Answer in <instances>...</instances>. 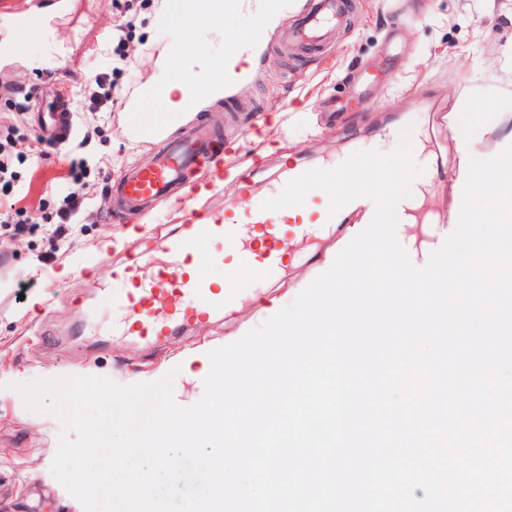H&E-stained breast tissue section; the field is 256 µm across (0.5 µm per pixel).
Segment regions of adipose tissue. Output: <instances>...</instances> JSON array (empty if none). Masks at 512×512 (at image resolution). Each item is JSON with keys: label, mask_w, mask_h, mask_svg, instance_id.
Returning <instances> with one entry per match:
<instances>
[{"label": "adipose tissue", "mask_w": 512, "mask_h": 512, "mask_svg": "<svg viewBox=\"0 0 512 512\" xmlns=\"http://www.w3.org/2000/svg\"><path fill=\"white\" fill-rule=\"evenodd\" d=\"M290 6V0H264L250 37L232 41L225 52L222 72L211 73L208 57L192 51L183 55L169 87L161 89L149 84L143 87L142 96L158 99L169 109L184 110L193 104L225 95L249 77L252 61L262 48L264 35L280 25ZM215 415L216 411L212 408L197 412L169 406L163 411L169 436L185 440L210 432L214 427Z\"/></svg>", "instance_id": "adipose-tissue-1"}]
</instances>
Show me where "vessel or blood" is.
I'll list each match as a JSON object with an SVG mask.
<instances>
[{
	"label": "vessel or blood",
	"mask_w": 512,
	"mask_h": 512,
	"mask_svg": "<svg viewBox=\"0 0 512 512\" xmlns=\"http://www.w3.org/2000/svg\"><path fill=\"white\" fill-rule=\"evenodd\" d=\"M345 0H311L308 11L283 35L282 49L317 46L345 13ZM220 134L206 123L191 125L179 138L168 140L154 155L151 166L130 169L113 186L119 212L136 214L178 185L194 183L200 172L224 173L218 148ZM284 182L271 184L264 193L251 195L246 208L230 205L221 212L196 214L160 248L161 259L143 254L117 269V278L132 282L122 298L112 302V323L132 337L159 341L174 329L209 318L235 304L248 290L276 277L284 266L278 247L280 233L309 241L318 231L333 229L340 215L329 212L330 198L311 190L302 206L264 209L277 197ZM207 244L208 260L226 267L228 280L215 288L193 256ZM150 268L148 285H140L143 268Z\"/></svg>",
	"instance_id": "b4317fda"
}]
</instances>
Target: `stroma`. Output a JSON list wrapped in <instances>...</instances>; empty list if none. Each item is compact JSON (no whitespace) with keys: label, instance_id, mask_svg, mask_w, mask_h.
<instances>
[{"label":"stroma","instance_id":"obj_1","mask_svg":"<svg viewBox=\"0 0 512 512\" xmlns=\"http://www.w3.org/2000/svg\"><path fill=\"white\" fill-rule=\"evenodd\" d=\"M131 4L129 36L119 48L112 41L115 0H30L27 14L41 15L45 28L18 51L9 41L26 14L15 12L13 0H0V80L13 81L30 98L21 114L14 96L0 93V135L18 129L14 188L36 218L22 233L0 231V507L6 512H84L51 473L60 422L27 410L18 384L93 375L123 385L159 380L183 355L223 343L241 324L259 327L266 307L293 303L292 283L319 275L300 260L299 245L288 244L290 258L272 288L168 340L146 343L112 332L105 300L128 289L113 275L116 262L141 248L158 250L161 237L192 210L246 203L283 178L287 164L320 169L360 147L386 146L392 122L401 117L413 124L424 147L415 158L425 169L417 180L424 192L420 211L433 216L428 223L403 225L402 234L418 248L434 243L435 218L456 198L453 120L472 93L512 95V0H354L353 22L337 27L327 52L278 57L279 34L273 31L242 88L193 113L154 100L133 111L129 103L142 86L163 87L170 79L157 67L159 57L175 62L190 48L220 68L226 36L246 34L258 0H226L220 27L178 26L174 0ZM119 50L130 61L122 74L112 71ZM104 73L120 96L99 106L92 97ZM62 97L70 102L74 132L94 133L79 155L87 161L85 180L95 199L82 223L55 241L62 190L57 176L69 157L63 148L41 159L36 152L48 114ZM202 119L226 133L225 170H255L249 187L213 184L194 201L159 202L155 215L143 221L109 222L110 181L128 166L150 164L159 143L155 137L132 140L130 127L160 124L174 138Z\"/></svg>","mask_w":512,"mask_h":512}]
</instances>
